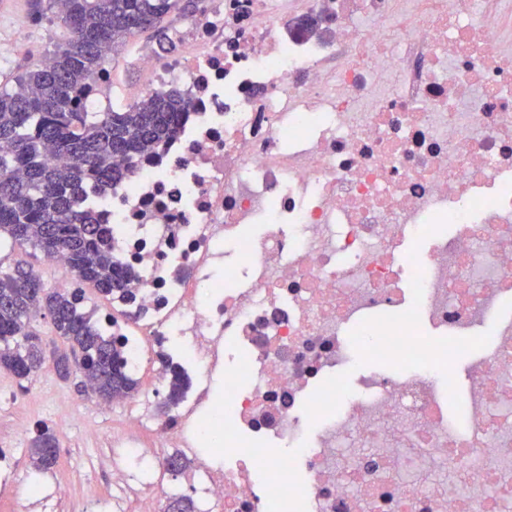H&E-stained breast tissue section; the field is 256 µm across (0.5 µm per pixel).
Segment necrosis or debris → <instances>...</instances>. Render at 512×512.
Masks as SVG:
<instances>
[{"mask_svg":"<svg viewBox=\"0 0 512 512\" xmlns=\"http://www.w3.org/2000/svg\"><path fill=\"white\" fill-rule=\"evenodd\" d=\"M177 38L129 90L187 91L175 136L85 202L127 365L190 380L156 424L129 397L114 512L172 495L161 448L204 512H512V0H207ZM354 334L390 367L349 389ZM470 361V354L466 352H456L443 355L440 358L441 365L447 374L451 377L453 382L458 383L460 386L466 381L467 368Z\"/></svg>","mask_w":512,"mask_h":512,"instance_id":"obj_1","label":"necrosis or debris"}]
</instances>
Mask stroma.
<instances>
[{
    "instance_id": "obj_1",
    "label": "stroma",
    "mask_w": 512,
    "mask_h": 512,
    "mask_svg": "<svg viewBox=\"0 0 512 512\" xmlns=\"http://www.w3.org/2000/svg\"><path fill=\"white\" fill-rule=\"evenodd\" d=\"M34 0H9L0 10V82L18 70L38 63L68 34L60 25L37 19ZM25 29L27 42L14 48L16 30ZM156 45L153 33L144 32L118 48L111 62L113 98L101 111L125 105L124 87L131 78L132 55ZM125 407L101 408L98 399L86 395L76 376L61 377L53 360L29 380L0 372V448L6 449L13 468L15 490L0 494V512H83L86 501L112 502V438L121 431ZM54 428L58 438V462L50 470L33 474L29 448L37 427ZM47 488L43 499L21 496L28 483Z\"/></svg>"
}]
</instances>
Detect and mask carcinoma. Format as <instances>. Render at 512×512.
<instances>
[{"mask_svg":"<svg viewBox=\"0 0 512 512\" xmlns=\"http://www.w3.org/2000/svg\"><path fill=\"white\" fill-rule=\"evenodd\" d=\"M37 0L38 18L52 14L69 33L47 64L26 68L14 85L0 87V243L60 253L81 283L93 285L104 298L134 300L131 274L112 264V231L81 206L85 196L133 171L139 158L165 144L189 106L188 94L169 88L149 99L112 109L87 111L84 95L103 70L104 48L153 31L161 49L177 48L171 14L194 16L204 0ZM53 149L70 159L48 165L43 151ZM84 289L49 288L30 267H4L0 258V371L30 379L44 363L40 337L32 329L38 316H49L54 333L68 344L79 368L87 371L85 390L110 401L137 392L134 377L118 343L106 335L95 310L86 307ZM167 376L169 413L183 400L187 380L162 350L156 353ZM57 438L42 426L30 448L33 472L57 462ZM166 469L176 478L189 469L179 453Z\"/></svg>","mask_w":512,"mask_h":512,"instance_id":"carcinoma-1","label":"carcinoma"}]
</instances>
